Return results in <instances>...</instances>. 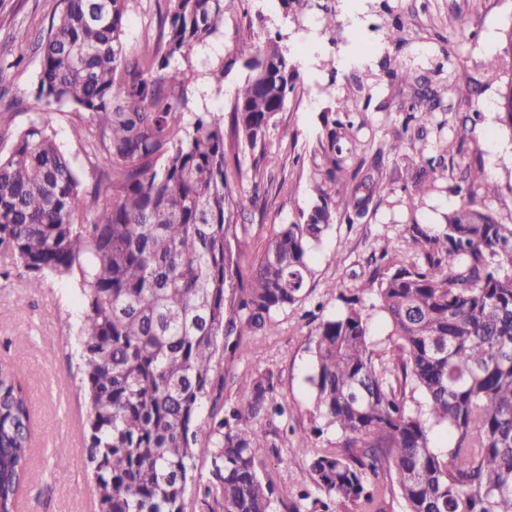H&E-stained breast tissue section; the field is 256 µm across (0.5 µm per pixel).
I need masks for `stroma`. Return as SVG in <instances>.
Here are the masks:
<instances>
[{
    "label": "stroma",
    "instance_id": "obj_1",
    "mask_svg": "<svg viewBox=\"0 0 512 512\" xmlns=\"http://www.w3.org/2000/svg\"><path fill=\"white\" fill-rule=\"evenodd\" d=\"M335 12L339 29L323 28V13L314 0H224V27L200 46L194 60L202 75L191 85L185 112L231 111L238 87L249 74L235 54L244 40L266 43L276 36L300 73L296 89L278 113L263 151L237 146L226 133V175L241 205L243 264L261 255L273 225L297 220L316 199L314 183L335 191L338 183L364 168L382 180L387 192L372 203L363 220L335 223L315 252L314 274L303 298L278 315L273 336L244 337L234 357L224 360V400L232 402L233 377L254 371L271 374L273 396L286 409L283 416L262 422L259 434L267 445L258 463L262 478L275 488V512L298 506L304 512L320 492L309 468L313 449L335 446L337 434L310 432L312 410V339L317 325L336 313L340 301L326 291L340 285L346 296H359L364 307L375 302L363 285L382 249L395 245L405 254L410 224H439L458 198L459 160L482 164L499 186L486 205L505 224H512V131L496 120L490 103L512 80V54L500 39L512 25V0H324ZM167 0H130L123 42L137 56L149 42L161 39ZM58 11V0H0V109L13 112L12 128L30 121L47 124L62 151L69 154L82 186L92 190L88 163L72 136V109L47 108L35 98L40 56L33 41L46 33ZM463 29L450 42L452 29ZM31 41L16 44L15 30ZM499 68H488L490 57ZM223 59L222 90L203 72L207 63ZM334 84L326 94V84ZM443 91L442 104L424 134L404 130L401 108L425 90ZM350 99L352 110L336 129L338 150L327 160L319 147L326 123L338 103ZM415 146L400 153L389 147L402 136ZM461 145V155L448 153V142ZM439 161L434 173L421 175L414 149ZM275 156V166L257 169L261 153ZM338 163L335 181L325 172ZM423 179L421 203L410 209L407 189ZM79 303L66 281L53 280L35 291L27 273L0 253V364L21 369L31 397L35 435L29 479L16 512H97L83 426L88 404L77 370L74 325ZM66 467H56L57 458Z\"/></svg>",
    "mask_w": 512,
    "mask_h": 512
}]
</instances>
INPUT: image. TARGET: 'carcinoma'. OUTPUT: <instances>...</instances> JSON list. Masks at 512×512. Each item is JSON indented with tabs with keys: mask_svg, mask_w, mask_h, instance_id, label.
<instances>
[{
	"mask_svg": "<svg viewBox=\"0 0 512 512\" xmlns=\"http://www.w3.org/2000/svg\"><path fill=\"white\" fill-rule=\"evenodd\" d=\"M59 2L36 40V100L78 110L74 136L87 160L106 165L85 192L55 133L31 122L0 153V252L36 291L52 278L79 288L98 512H186L199 453L209 478L196 497L208 512H273V484L257 468L266 451L257 418L285 409L262 373L242 377L235 403L224 404V352L276 333L274 316L302 299L325 233L338 219L364 218L385 187L352 175L337 189L338 214L315 184L318 201L300 222L273 226L243 270L224 114L187 123L175 111L198 78L195 50L224 26V0H167L164 45L131 59L122 41L129 0ZM239 52L252 74L231 125L254 150L297 72L274 40L244 41ZM440 100L435 91L403 108L404 130L422 133ZM497 120L512 131V81ZM476 185L498 192L483 168L465 166L457 193L469 199L437 230L410 225L407 250L418 260L385 249L365 281L388 327L385 349L360 299L327 285L344 307L318 326L308 377L313 431L338 434L310 458L322 512L330 500L372 504L391 471L404 512H512V224L471 199ZM32 432L22 373L0 366V512L16 509Z\"/></svg>",
	"mask_w": 512,
	"mask_h": 512,
	"instance_id": "obj_1",
	"label": "carcinoma"
}]
</instances>
